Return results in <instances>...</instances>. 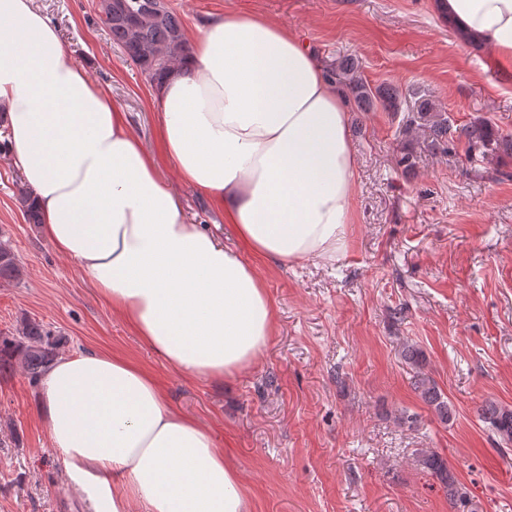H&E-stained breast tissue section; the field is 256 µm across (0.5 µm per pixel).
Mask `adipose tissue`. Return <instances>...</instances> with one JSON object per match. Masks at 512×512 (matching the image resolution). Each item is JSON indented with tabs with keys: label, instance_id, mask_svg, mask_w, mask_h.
<instances>
[{
	"label": "adipose tissue",
	"instance_id": "1",
	"mask_svg": "<svg viewBox=\"0 0 512 512\" xmlns=\"http://www.w3.org/2000/svg\"><path fill=\"white\" fill-rule=\"evenodd\" d=\"M512 74V0H435ZM162 152L256 255L335 259L354 220L349 114L314 52L264 16L212 15L155 91ZM0 110L41 234L180 376L248 368L274 334L264 283L202 225L33 0H0ZM38 416L94 512H250L215 437L121 354L57 356Z\"/></svg>",
	"mask_w": 512,
	"mask_h": 512
}]
</instances>
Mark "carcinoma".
I'll use <instances>...</instances> for the list:
<instances>
[{"mask_svg": "<svg viewBox=\"0 0 512 512\" xmlns=\"http://www.w3.org/2000/svg\"><path fill=\"white\" fill-rule=\"evenodd\" d=\"M98 10L103 19L112 44L136 64L150 83L158 85L189 50L181 20L169 6H160L157 0H99ZM327 75L341 84L356 106L363 110L381 104L387 112H397L401 100L398 89L389 87L372 90L359 72V63L353 58L331 63ZM423 131L435 148L449 152L454 146L455 136L465 138L468 148L512 155V136L496 134L492 126L484 121H474L455 132L446 113L437 111L428 98L415 101L411 115L407 116L403 130ZM30 192L20 194L24 221L40 223L39 212L30 200ZM20 276V267L10 248L0 243V279L15 280ZM59 340L44 325L27 322L15 336H0V368L11 365L20 358L31 379H38L46 364L56 355ZM403 360L416 367L425 362L423 351L416 345L406 344L402 348ZM421 400L443 423L454 415V408L442 389L428 377L416 383ZM478 416L487 428L508 444L512 442V408L487 400L480 405ZM423 470L435 477L448 492V501L456 512H475L472 500L451 471L448 460L434 450H424L418 457Z\"/></svg>", "mask_w": 512, "mask_h": 512, "instance_id": "obj_1", "label": "carcinoma"}]
</instances>
